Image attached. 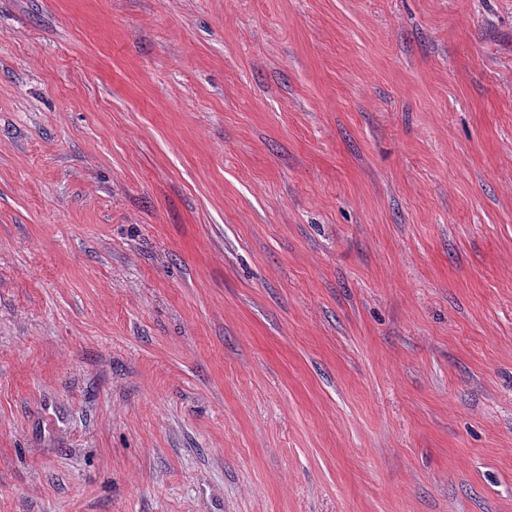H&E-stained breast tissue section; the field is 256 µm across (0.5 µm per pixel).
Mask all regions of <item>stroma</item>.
Listing matches in <instances>:
<instances>
[{"mask_svg": "<svg viewBox=\"0 0 512 512\" xmlns=\"http://www.w3.org/2000/svg\"><path fill=\"white\" fill-rule=\"evenodd\" d=\"M0 512H512V0H0Z\"/></svg>", "mask_w": 512, "mask_h": 512, "instance_id": "1", "label": "stroma"}]
</instances>
